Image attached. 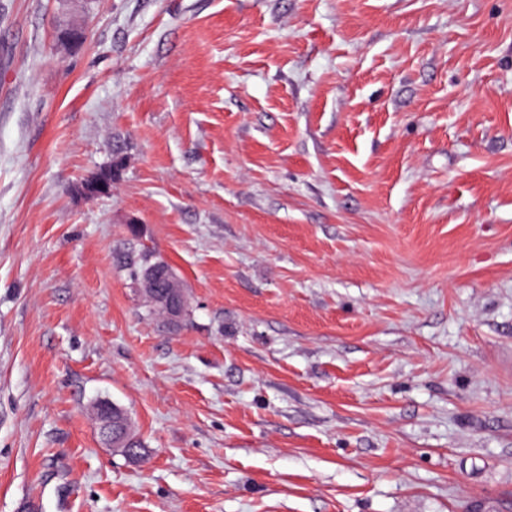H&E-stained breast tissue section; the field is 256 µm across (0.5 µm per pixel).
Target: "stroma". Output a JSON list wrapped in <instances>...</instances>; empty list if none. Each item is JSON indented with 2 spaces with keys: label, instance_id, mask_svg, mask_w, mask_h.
<instances>
[{
  "label": "stroma",
  "instance_id": "stroma-1",
  "mask_svg": "<svg viewBox=\"0 0 512 512\" xmlns=\"http://www.w3.org/2000/svg\"><path fill=\"white\" fill-rule=\"evenodd\" d=\"M0 512H512V0H0ZM168 288H171V294L167 299L165 319L170 324L180 323L185 305L182 286L177 280H173L170 281Z\"/></svg>",
  "mask_w": 512,
  "mask_h": 512
}]
</instances>
